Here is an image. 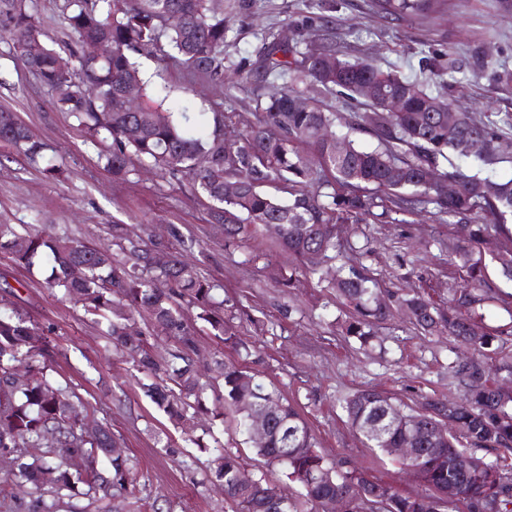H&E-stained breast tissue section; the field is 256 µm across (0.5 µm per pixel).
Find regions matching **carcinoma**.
I'll return each instance as SVG.
<instances>
[{
    "label": "carcinoma",
    "instance_id": "1",
    "mask_svg": "<svg viewBox=\"0 0 512 512\" xmlns=\"http://www.w3.org/2000/svg\"><path fill=\"white\" fill-rule=\"evenodd\" d=\"M375 2L386 15L418 17L442 0ZM63 13L72 34L63 51L42 38L27 0H0V33L10 38L16 57L50 93L57 110L112 141L105 167L114 177L126 180L148 167L187 179L208 199L211 222L224 225L228 247L269 224L280 225L275 242L292 264L284 269L268 262L264 269L288 288L301 277L328 281L353 310L341 324L345 336L366 344L373 326L397 313L424 334L446 335L489 357L486 350L495 335L482 326L484 298L474 290L486 288L481 267L486 256L512 282V178L493 180L485 166L499 160L500 139L503 130H512V113L491 120L481 112L462 111L455 91L456 75L466 71L472 79L489 72L511 91L512 68L506 62L491 63L478 53L462 59L453 52H433L422 58V78L410 79L366 59L343 58L326 36L320 53L312 55L298 42L283 43L271 33L262 44L259 66L227 70L224 11L214 0H64ZM171 14L181 16L180 26L168 25ZM89 42L107 43L110 55L100 61L86 58L83 46ZM142 55L173 57L213 83L251 78L282 84L245 129L232 132L236 147L229 152L226 129L235 123L223 112L191 123L167 111L162 99L131 111L123 87L134 83L144 91L135 60ZM366 82L400 94L402 111L377 117L378 103L367 100L363 106L370 114L354 112L345 120L309 93L355 100ZM450 112L451 121L446 118ZM133 126L141 132L130 134ZM358 132L373 143L354 137ZM473 138L479 142L475 152L465 146ZM0 142L31 160L44 151V144L6 111H0ZM390 165L404 171L403 182L384 181ZM430 168L454 182L456 192L448 196L424 184L422 173ZM228 181L238 184L231 196L224 194ZM273 183L288 189V199L265 190ZM421 215L465 231L463 243L452 251L474 284L454 294L446 310L423 294L379 297L358 250L339 232L341 224H407L408 217ZM110 235L109 248L0 224V252L19 267L37 260L50 267L45 288L104 324L105 347L128 352L143 375L139 388L170 423L194 427L205 421L202 433L209 436L229 414L236 430L247 433L248 410L242 402L255 399L261 389L276 396L279 391L248 366L253 351L238 336L234 315L224 312L220 285L175 251L157 260L159 249L125 224L112 225ZM74 264L85 266L83 277L71 276ZM140 318L154 334L173 339L175 349L157 352ZM202 328L234 348L238 359L217 357L202 374L194 359ZM56 357L55 346L29 317L14 308L0 311V453L12 455V481L34 487L33 512H57L60 503L76 497L104 500L107 512H141L129 457L107 453L121 446L120 438L105 427L94 433L84 429L81 418L96 409L78 385L56 371ZM19 366L28 374L21 389L12 382ZM457 375L465 396L449 407L430 401L407 412L374 387L345 401L351 427L381 451L416 438L421 452L412 475L426 488L423 494L402 495L390 483L370 482L364 467L328 462L297 407L281 399L265 444L253 450L300 487L288 512H325L327 500L338 494L352 498L351 512H430L428 499L450 486L458 488L472 512H512V354H501L488 369L478 362L461 365ZM443 421L448 437L437 441L432 425ZM38 447L39 455L27 452ZM477 448L496 452L495 460L475 455ZM76 453L86 459L81 473L65 465L66 457ZM463 454L471 459L466 471L457 466ZM319 471L332 473V481L303 482ZM249 475L242 455L222 445L214 449L207 482L224 491L229 512H257L260 497L277 493L261 477L252 476L253 488L245 487Z\"/></svg>",
    "mask_w": 512,
    "mask_h": 512
}]
</instances>
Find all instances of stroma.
I'll return each instance as SVG.
<instances>
[{"instance_id": "stroma-1", "label": "stroma", "mask_w": 512, "mask_h": 512, "mask_svg": "<svg viewBox=\"0 0 512 512\" xmlns=\"http://www.w3.org/2000/svg\"><path fill=\"white\" fill-rule=\"evenodd\" d=\"M224 0L225 68L241 59L257 60L270 32L299 36L301 50L318 39L306 26L310 15L324 12L333 42L348 58L371 57L383 68L407 76L419 73L429 51L484 52L512 64V0H447L446 7L423 18L396 19L377 13L373 0ZM137 62L148 94L166 96L171 111L231 112L237 126L252 118L267 88L247 81L228 88L190 74L174 59L141 56ZM459 107L474 112H511L512 92L490 78L464 82ZM13 112L47 155L63 171L47 179L12 145L0 142V223L46 230L96 244L111 243L109 227L147 224L160 248L172 246L168 226H177L188 254L202 273L224 286V298L236 307L242 339L261 348L253 369L294 402L308 422L321 454L328 460L350 459L371 475L392 483L401 494L420 493L400 463L353 430L343 409L356 390L376 387L395 402L420 407L429 398L459 400L464 388L456 374L460 347L445 335H421L400 318L378 324L370 346L342 335L339 324L350 314L334 289L314 278L288 288L270 279L249 255L284 266L288 257L268 233L236 247H225L224 233L209 221V203L192 192L187 180L153 173L113 178L105 166L109 144L80 126L69 113L55 110L34 75L17 61L10 42L0 39V110ZM343 235L360 248L361 263L382 294L414 289L441 305L466 286L468 271L448 256L460 238L458 225L418 219L412 224H348ZM484 276L492 297L482 304L483 324L499 331L498 341L512 351V285L494 265ZM0 287L12 288L14 308L37 322L58 350L60 373L81 386L96 406L94 419L120 437L134 463L147 512H225L224 496L209 487L210 452L193 442L190 429L171 425L136 383L126 356L103 351V326L72 304L51 295L43 275L14 264L0 253ZM225 448L240 452L256 476L289 495L299 488L283 472L268 468L233 423L216 431Z\"/></svg>"}]
</instances>
